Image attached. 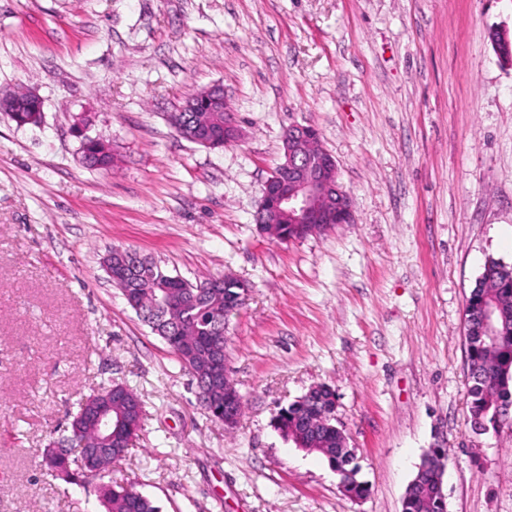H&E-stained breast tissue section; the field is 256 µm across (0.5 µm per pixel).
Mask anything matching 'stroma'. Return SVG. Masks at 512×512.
Masks as SVG:
<instances>
[{"label": "stroma", "mask_w": 512, "mask_h": 512, "mask_svg": "<svg viewBox=\"0 0 512 512\" xmlns=\"http://www.w3.org/2000/svg\"><path fill=\"white\" fill-rule=\"evenodd\" d=\"M512 0H0V94L35 91L37 125L0 112V512H104L41 466L108 380L144 406L113 467L161 512H401L422 456L447 451V512H512V427L468 423L466 298L512 264V66L490 30ZM224 87L240 143L206 149L169 117ZM311 126L355 221L279 241L255 214ZM110 143L111 170L83 160ZM130 247L190 282L231 275L234 429L102 266ZM336 393L363 500L282 438L276 412Z\"/></svg>", "instance_id": "35a3bbf8"}]
</instances>
